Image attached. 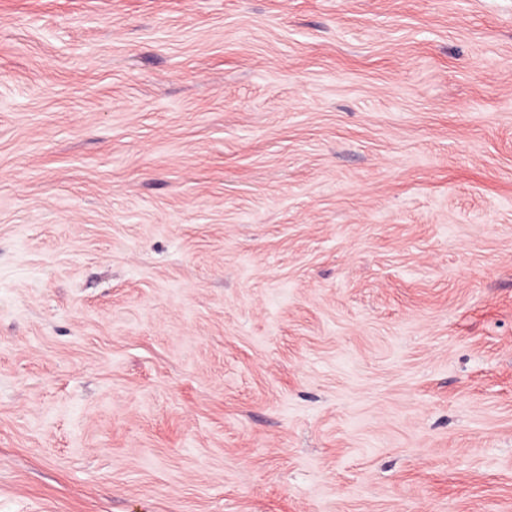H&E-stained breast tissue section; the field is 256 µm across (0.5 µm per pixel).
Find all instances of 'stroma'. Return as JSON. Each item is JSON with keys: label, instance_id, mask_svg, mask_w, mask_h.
Returning a JSON list of instances; mask_svg holds the SVG:
<instances>
[{"label": "stroma", "instance_id": "35a3bbf8", "mask_svg": "<svg viewBox=\"0 0 512 512\" xmlns=\"http://www.w3.org/2000/svg\"><path fill=\"white\" fill-rule=\"evenodd\" d=\"M0 512H512V0H0Z\"/></svg>", "mask_w": 512, "mask_h": 512}]
</instances>
